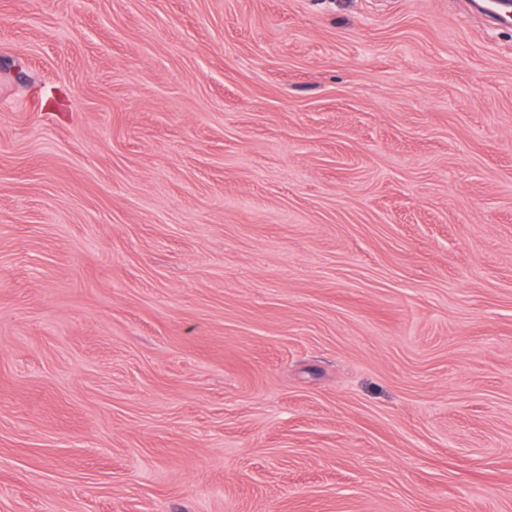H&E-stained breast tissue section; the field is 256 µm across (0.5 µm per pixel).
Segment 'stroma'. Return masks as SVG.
I'll use <instances>...</instances> for the list:
<instances>
[{
	"label": "stroma",
	"instance_id": "obj_1",
	"mask_svg": "<svg viewBox=\"0 0 512 512\" xmlns=\"http://www.w3.org/2000/svg\"><path fill=\"white\" fill-rule=\"evenodd\" d=\"M0 512H512V25L0 0Z\"/></svg>",
	"mask_w": 512,
	"mask_h": 512
}]
</instances>
